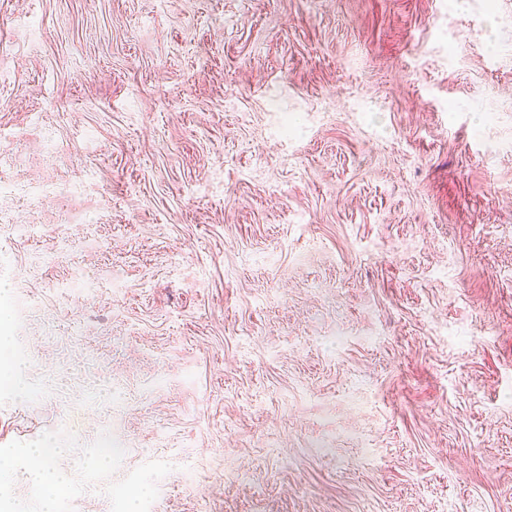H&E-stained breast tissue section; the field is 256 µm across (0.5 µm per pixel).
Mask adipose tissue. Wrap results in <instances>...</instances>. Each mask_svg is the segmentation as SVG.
Returning a JSON list of instances; mask_svg holds the SVG:
<instances>
[{
  "label": "adipose tissue",
  "mask_w": 512,
  "mask_h": 512,
  "mask_svg": "<svg viewBox=\"0 0 512 512\" xmlns=\"http://www.w3.org/2000/svg\"><path fill=\"white\" fill-rule=\"evenodd\" d=\"M65 450L64 442H57L52 447L24 448L13 457L7 458L0 475L7 472H22L34 484L43 488L41 512H59V504L66 494V487L55 471L51 470L46 459L51 454H60Z\"/></svg>",
  "instance_id": "obj_1"
}]
</instances>
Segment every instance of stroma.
<instances>
[{
	"label": "stroma",
	"mask_w": 512,
	"mask_h": 512,
	"mask_svg": "<svg viewBox=\"0 0 512 512\" xmlns=\"http://www.w3.org/2000/svg\"><path fill=\"white\" fill-rule=\"evenodd\" d=\"M0 311L61 512H512V0H0Z\"/></svg>",
	"instance_id": "1"
}]
</instances>
